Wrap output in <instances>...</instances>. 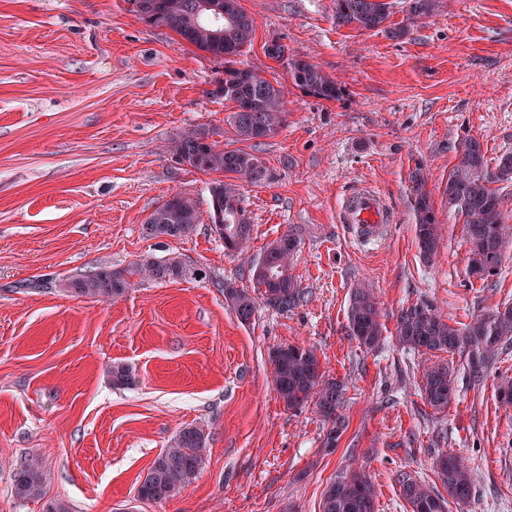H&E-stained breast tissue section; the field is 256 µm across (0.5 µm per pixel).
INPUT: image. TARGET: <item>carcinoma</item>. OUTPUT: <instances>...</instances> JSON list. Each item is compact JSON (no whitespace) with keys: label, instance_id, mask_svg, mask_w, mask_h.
I'll list each match as a JSON object with an SVG mask.
<instances>
[{"label":"carcinoma","instance_id":"carcinoma-1","mask_svg":"<svg viewBox=\"0 0 512 512\" xmlns=\"http://www.w3.org/2000/svg\"><path fill=\"white\" fill-rule=\"evenodd\" d=\"M130 11L157 27H166L187 43L224 61V79L213 95L234 104L227 122L242 141L268 138L278 133L285 119L282 86L274 85L263 73L237 67V57L252 45L255 21L242 10L239 0H126ZM407 23L386 25L390 3L386 0H335L336 23L358 30L384 29L394 38H402L408 27L431 17L439 0H405ZM264 54L283 64L294 84L323 100H334L339 89L316 64L288 56L280 39L265 42ZM459 161L448 175V210L463 217L471 243L470 268L480 278L497 274L503 258L512 252V234L504 223L500 199L492 184L512 180V155H504L495 169H489L479 140L464 139L458 149ZM171 154L182 165L197 171L224 172L243 182L270 178L269 169L257 154L243 149H226L209 141L206 133L180 134L173 139ZM416 217V238L423 256L436 254L439 245L437 221L429 204L427 183L417 168L411 176ZM209 218L212 230L224 243L245 251L251 225L247 223L236 184L217 180L209 183ZM199 224L197 201L176 193L157 206L143 224L149 238L183 239ZM299 237L286 234L273 241L248 265L252 289L224 284V299L243 324L251 323L259 303L283 311L294 308L302 292L291 272ZM194 272L181 260H138L119 268H101L67 281V291L77 297L108 300L122 296L144 279L175 281ZM349 335L367 349L379 346L383 327L375 298L368 288L353 289L347 313ZM399 342L414 350L446 352L464 357L470 379L484 378L499 344L512 337V306L497 308L477 317L462 328L450 325L433 305L421 303L401 310L397 321ZM273 384L288 409H298L309 401L331 423L326 447H336L343 433L344 420L337 410L342 399L340 383L321 372L320 362L311 349L285 344L269 353ZM108 373L112 385L123 387L132 380L129 367L116 364ZM455 377L446 363L427 367L421 376L420 393L435 411L442 412L455 393ZM208 447V434L201 424L180 429L171 444L161 452L140 476L138 495L144 502H165L182 492L200 473ZM441 482L448 493L443 496L413 477L400 476L401 494L412 512H447V499L465 502L471 496L472 480L465 460L445 455L436 463ZM15 496L42 504V512H71L62 499L47 497L45 475L39 454L33 452L13 475ZM375 490L362 471L336 478L326 488L322 512H374Z\"/></svg>","mask_w":512,"mask_h":512}]
</instances>
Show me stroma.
Masks as SVG:
<instances>
[{"mask_svg":"<svg viewBox=\"0 0 512 512\" xmlns=\"http://www.w3.org/2000/svg\"><path fill=\"white\" fill-rule=\"evenodd\" d=\"M255 20L243 59L285 90L286 123L261 145L239 142L214 97L224 63L141 20L127 0H0V512H40L12 478L41 454L48 496L72 512H320L325 488L362 469L375 512H411L398 478L435 491L439 455L466 459L472 493L448 512H512V341L485 377L468 382L457 354L403 348L397 319L427 302L451 325L512 305V257L496 276L469 275L470 245L445 186L460 141H480L489 167L512 152V0H443L400 40L337 25L333 0H240ZM317 64L340 88L332 101L297 87L263 45ZM180 132L217 133L225 148L257 149L269 180L240 188L252 226L244 255L211 229L217 173L175 162ZM423 166L441 228L424 259L410 173ZM367 187L392 222L377 240L340 221ZM194 197L196 233L149 238L142 226L171 194ZM295 233L293 275L303 298L261 305L241 324L222 284L250 285L248 262ZM179 257L202 277L145 281L116 300L77 298L66 279L138 259ZM374 290L385 339L368 350L348 334L353 288ZM312 349L343 386L348 428L314 404L287 409L269 353ZM447 362L456 392L435 412L419 394L427 365ZM121 363L130 385L106 373ZM209 433L202 469L164 503L136 498L138 478L185 425Z\"/></svg>","mask_w":512,"mask_h":512,"instance_id":"stroma-1","label":"stroma"}]
</instances>
